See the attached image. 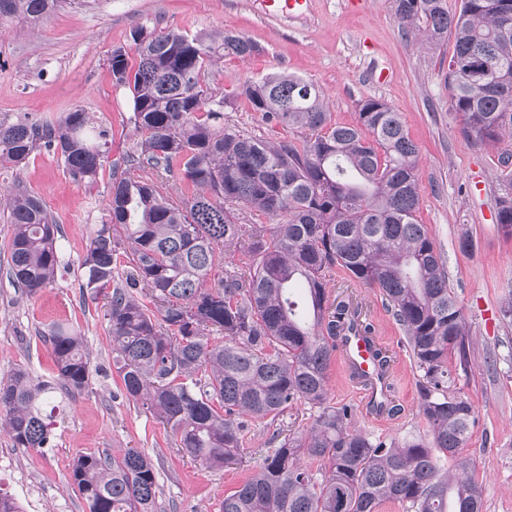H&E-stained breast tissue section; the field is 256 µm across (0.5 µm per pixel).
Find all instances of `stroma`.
<instances>
[{
    "label": "stroma",
    "mask_w": 512,
    "mask_h": 512,
    "mask_svg": "<svg viewBox=\"0 0 512 512\" xmlns=\"http://www.w3.org/2000/svg\"><path fill=\"white\" fill-rule=\"evenodd\" d=\"M392 0H310L301 19L276 21L255 0H62L38 26L0 23V121L28 115L57 119L83 109L94 126L108 132V160L92 183L75 182L53 154L34 152L20 167L0 168V378L23 369L39 380L51 377L50 352L38 333L55 320L69 322L83 336L90 358L89 385L62 397V415L52 427V447H14L0 428V493L17 500L23 512H86L71 478L75 457L96 453L121 456L134 448L154 463L158 512H219L235 490L273 448V431L307 433L316 408L294 405L275 422H250L243 433L242 461L210 468L178 452L165 428L142 402L126 396L112 365V340L104 311L110 289L91 292L79 267L90 240L107 219L112 164L135 150L140 140L128 118L127 91L112 84L108 59L113 48L133 50L135 28H174L215 36L231 30L261 49L242 61L225 57L211 70L216 91L231 92L270 72L294 73L325 92L333 122H354L357 103L372 96L399 112L420 149L416 214L440 252L470 330L467 373L456 387L475 412L464 448L474 464L483 512H512V238L495 221L498 158L512 143L476 145L460 132L449 106L444 77L453 41L429 48L405 36ZM226 124L276 143L296 139L281 126H265L245 100L226 112ZM22 186L41 198L60 226L62 264L54 282L27 295L8 269L13 226L8 197ZM476 241L468 254L461 234ZM330 297L361 306L377 325L395 368L391 420L368 414L362 396L346 382L339 359L328 371L331 406L352 410L351 426L376 441L404 442L426 435L419 410L420 376L401 326L382 303L378 289L351 280L340 269L328 276Z\"/></svg>",
    "instance_id": "35a3bbf8"
}]
</instances>
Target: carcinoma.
<instances>
[{
  "label": "carcinoma",
  "instance_id": "cac0c4a2",
  "mask_svg": "<svg viewBox=\"0 0 512 512\" xmlns=\"http://www.w3.org/2000/svg\"><path fill=\"white\" fill-rule=\"evenodd\" d=\"M60 0H0V21L37 24ZM403 34L431 45L454 38L445 81L461 133L475 144L512 139V0H393ZM137 56L117 47L112 83L130 92L136 150L113 164L107 221L80 266L86 287L112 286L104 317L112 363L127 396L166 424L178 450L210 468L239 460L243 418L276 419L294 403L318 408L309 433L288 436L255 466L221 512H377L385 500L412 512H483L482 492L463 455L471 404L453 388L452 365L468 364L469 330L426 225L416 221L419 149L399 113L367 97L353 124H336L322 90L295 74L269 73L240 85L267 125L300 131L274 144L224 125L230 100L209 69L259 47L240 33L215 40L175 29L138 27ZM107 133L73 108L54 120L0 121V165L18 167L36 150L60 156L77 181L92 182ZM497 223L512 237V153L501 157ZM143 173L140 179L130 170ZM186 183L177 204L154 179ZM9 277L29 295L50 286L61 265L58 224L42 200L12 193ZM260 212L271 224H246ZM131 272L115 281L120 246ZM244 251L249 276L224 270L205 287L223 251ZM340 267L379 290L402 327L420 372V409L429 430L396 446L348 426L350 411L328 403L336 337L353 303L329 301L327 273ZM52 380L23 369L0 381V422L19 448L41 449L52 431L42 407L60 387L89 384L84 337L55 321ZM306 456L317 470L299 465ZM451 462L446 471L441 458ZM71 476L87 512H157L156 474L136 449L120 457L82 454Z\"/></svg>",
  "mask_w": 512,
  "mask_h": 512
}]
</instances>
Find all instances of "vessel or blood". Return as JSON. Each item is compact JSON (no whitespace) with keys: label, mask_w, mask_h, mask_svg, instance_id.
<instances>
[{"label":"vessel or blood","mask_w":512,"mask_h":512,"mask_svg":"<svg viewBox=\"0 0 512 512\" xmlns=\"http://www.w3.org/2000/svg\"><path fill=\"white\" fill-rule=\"evenodd\" d=\"M260 5L268 16L300 18L308 9V0H260ZM338 346L349 375L364 387L367 402L376 411L387 412L392 403L390 374L378 357V338L357 325L339 337Z\"/></svg>","instance_id":"vessel-or-blood-1"}]
</instances>
